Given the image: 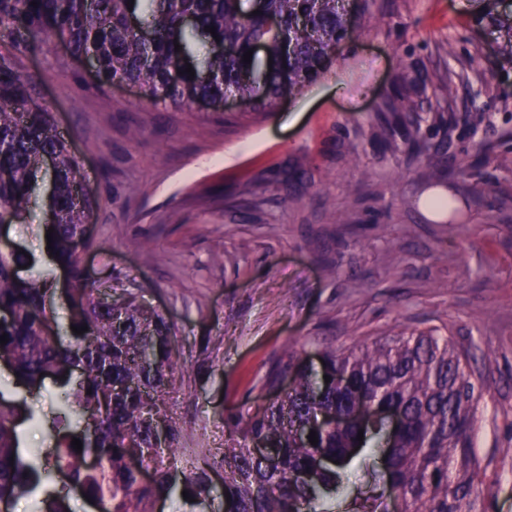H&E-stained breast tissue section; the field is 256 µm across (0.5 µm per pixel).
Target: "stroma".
I'll list each match as a JSON object with an SVG mask.
<instances>
[{
    "label": "stroma",
    "mask_w": 512,
    "mask_h": 512,
    "mask_svg": "<svg viewBox=\"0 0 512 512\" xmlns=\"http://www.w3.org/2000/svg\"><path fill=\"white\" fill-rule=\"evenodd\" d=\"M355 30L332 64L276 111L235 102L166 109L128 86L100 87L53 34L17 54L39 101L97 196L83 253L89 287L138 290L175 324L187 369L172 408L208 447L234 436L272 397L266 380L288 351L316 356L420 331L466 348L488 388L476 410L485 473L479 512H512V64L479 0H349ZM431 77L418 97L428 158L378 140L396 85ZM138 138H131V130ZM468 172L439 173L440 161ZM39 182L31 213L0 238L45 250ZM454 198L430 216L428 196ZM343 213L344 223L332 220ZM8 399L36 416L29 447L52 448L50 390Z\"/></svg>",
    "instance_id": "stroma-1"
}]
</instances>
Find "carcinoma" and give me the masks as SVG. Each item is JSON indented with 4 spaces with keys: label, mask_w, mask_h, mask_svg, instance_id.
<instances>
[{
    "label": "carcinoma",
    "mask_w": 512,
    "mask_h": 512,
    "mask_svg": "<svg viewBox=\"0 0 512 512\" xmlns=\"http://www.w3.org/2000/svg\"><path fill=\"white\" fill-rule=\"evenodd\" d=\"M241 2L0 0V222L26 218L43 159L56 161L44 222V229L54 228L53 252L30 260L20 250H0V310L9 313L0 320V335L8 338L0 352L11 355L19 383L40 389L50 378L61 389L55 446L28 458L20 448V425L35 415L0 392V502L35 494L51 466L65 472L100 512H155L160 500L173 502L175 512H197L212 496V474L220 469L229 512H334L347 470L376 447L383 432L379 422L351 419L364 406L378 417L398 412L402 421L382 449L379 479L353 500L352 512H389V486L399 490L408 512H478L481 469L473 430L486 380L474 376L468 353L448 340L421 333L359 348L325 347L318 373L305 351H293L267 379L274 388L279 375L290 371L288 389L246 422L230 419L236 443L215 452L168 406L186 371L174 351V324L134 292L108 299L84 287L76 244L82 239L93 247L84 233L98 200L89 191L77 196L84 183L80 162L53 114L38 104V79L23 74L5 53L36 48L16 40L15 31L51 32L78 59L94 51L100 85L134 84L154 106L182 110L233 93L257 112L275 111L281 99L315 81L336 46L354 32L345 0H256V15ZM478 2L479 20L503 33L498 54L512 60V12L498 11L500 0ZM186 16L194 19L189 30L182 25ZM143 19L153 31L148 45L132 25ZM198 42L209 53L195 61L192 47ZM189 65L192 79L185 72ZM428 81L424 74L411 87L395 88L397 107L383 117L387 127L420 125L415 96ZM57 269L71 279L70 329L64 334L52 328L47 307ZM73 326L88 331L77 335ZM329 412L346 419L326 426L321 415ZM159 422L168 434L163 449L154 444ZM74 438L82 451L73 449ZM256 442L272 449L274 461L251 451ZM35 512L70 510L66 497L48 492L35 501Z\"/></svg>",
    "instance_id": "obj_1"
}]
</instances>
